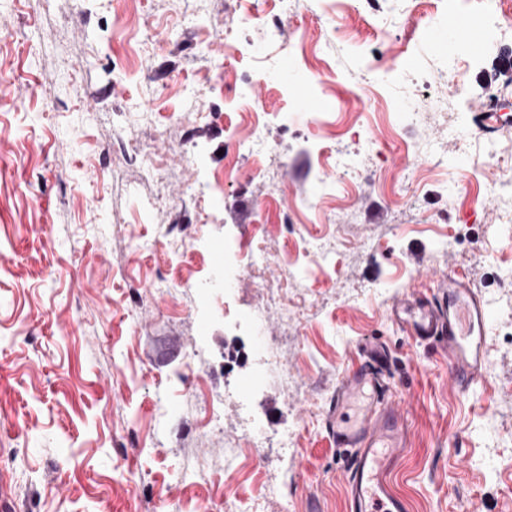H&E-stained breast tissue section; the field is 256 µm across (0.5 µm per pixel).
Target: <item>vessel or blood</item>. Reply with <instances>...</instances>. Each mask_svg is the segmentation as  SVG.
Here are the masks:
<instances>
[{
  "label": "vessel or blood",
  "instance_id": "vessel-or-blood-1",
  "mask_svg": "<svg viewBox=\"0 0 512 512\" xmlns=\"http://www.w3.org/2000/svg\"><path fill=\"white\" fill-rule=\"evenodd\" d=\"M448 24L459 41L480 44L481 30L470 18L454 17ZM391 315L409 338L447 355L449 376L459 391H468L482 377L487 367L483 334L488 312L465 275L443 278L433 298L397 299ZM391 362L385 344L367 345L363 366L344 374L333 396L329 433L337 451L348 457L349 512H405L403 500L387 482L408 438L406 411L391 398L383 379ZM364 386L370 387L372 398L357 415H350V401Z\"/></svg>",
  "mask_w": 512,
  "mask_h": 512
}]
</instances>
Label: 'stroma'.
Instances as JSON below:
<instances>
[{
    "label": "stroma",
    "mask_w": 512,
    "mask_h": 512,
    "mask_svg": "<svg viewBox=\"0 0 512 512\" xmlns=\"http://www.w3.org/2000/svg\"><path fill=\"white\" fill-rule=\"evenodd\" d=\"M10 0L0 7V497L10 512H347L328 431L341 376L382 342L408 449L407 512H512V35L481 51L457 0ZM256 71L252 104L207 79ZM447 102L460 129L421 123ZM267 156L237 150L255 113ZM501 140L485 161L488 140ZM152 160L155 179L142 174ZM221 192L201 196L208 180ZM267 243L261 279L198 297L226 243ZM297 263L288 276V263ZM467 275L489 300L468 394L389 315ZM235 314L225 317V304ZM287 368L254 380L251 313ZM222 425L211 429L212 407ZM260 428L237 470L225 441ZM298 436L282 456L283 432ZM274 494H266V487ZM448 24L459 41L471 46L480 44L481 30L470 18L464 16L453 17L448 20Z\"/></svg>",
    "instance_id": "1"
}]
</instances>
